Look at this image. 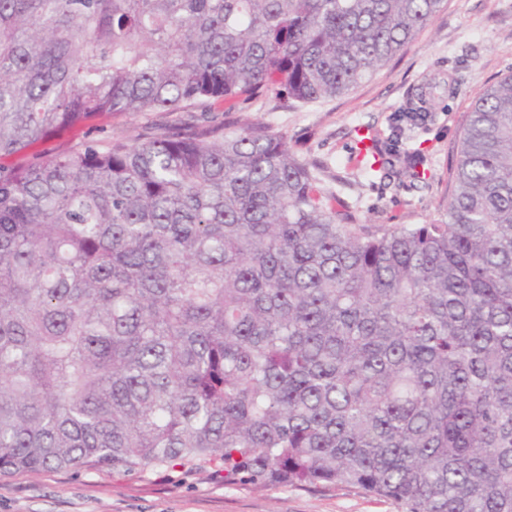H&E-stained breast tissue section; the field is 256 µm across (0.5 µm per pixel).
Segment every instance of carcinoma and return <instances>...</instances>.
<instances>
[{
  "label": "carcinoma",
  "mask_w": 512,
  "mask_h": 512,
  "mask_svg": "<svg viewBox=\"0 0 512 512\" xmlns=\"http://www.w3.org/2000/svg\"><path fill=\"white\" fill-rule=\"evenodd\" d=\"M441 3L0 0V476L197 460L512 512V73L427 224L336 210L259 124L38 153L112 113L334 97ZM397 163L421 178L420 153ZM387 164L374 143L361 172Z\"/></svg>",
  "instance_id": "1"
}]
</instances>
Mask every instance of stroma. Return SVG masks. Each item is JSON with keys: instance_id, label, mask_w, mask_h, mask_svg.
<instances>
[{"instance_id": "stroma-1", "label": "stroma", "mask_w": 512, "mask_h": 512, "mask_svg": "<svg viewBox=\"0 0 512 512\" xmlns=\"http://www.w3.org/2000/svg\"><path fill=\"white\" fill-rule=\"evenodd\" d=\"M512 73V0H444L431 22L384 68L339 96L287 105L274 94L219 103L211 118L231 127L261 124L287 136L304 157L324 167V183L356 218L374 224H425L452 192L460 133L477 93ZM427 99L425 123L404 148L420 149L427 178L368 179L352 146L358 131L386 140L410 102ZM165 112L115 113L62 132L43 144L60 153L88 140L134 141L150 126L171 123ZM0 512H398L397 505L338 487L316 492L294 487L228 485L209 467L124 473L51 470L0 477Z\"/></svg>"}]
</instances>
